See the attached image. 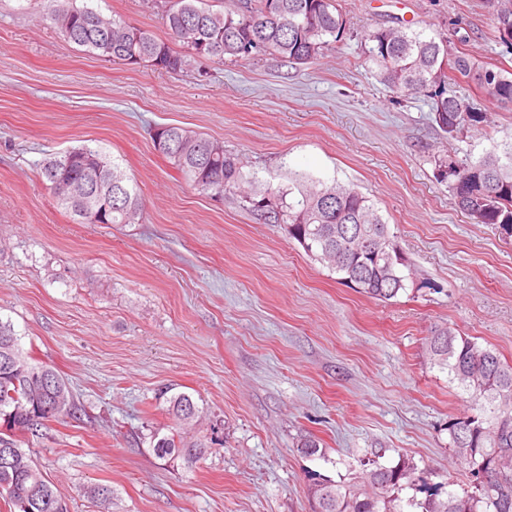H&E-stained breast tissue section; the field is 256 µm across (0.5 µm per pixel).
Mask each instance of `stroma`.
<instances>
[{
	"label": "stroma",
	"instance_id": "stroma-1",
	"mask_svg": "<svg viewBox=\"0 0 512 512\" xmlns=\"http://www.w3.org/2000/svg\"><path fill=\"white\" fill-rule=\"evenodd\" d=\"M162 0H77L162 38ZM352 35L316 64L266 55L177 73L106 61L38 23V0H0V318L23 349L69 382L76 416L32 445L69 512H310L308 476L343 480L385 449L432 481L462 484L448 422L469 405L424 347L441 328L512 364V239L469 223L434 158L477 157L512 140V111L459 92L489 123L445 140L426 98L390 93L360 40L410 22L462 51L512 67L484 0H342ZM179 125L223 141L245 171L277 186L292 171L372 200L418 280L383 302L338 283L282 225L235 196L186 184L152 140ZM88 145L137 183V224H78L39 167ZM190 394L194 433L216 439L196 467L156 458L149 434L174 419L161 390ZM324 458L302 454L306 437Z\"/></svg>",
	"mask_w": 512,
	"mask_h": 512
}]
</instances>
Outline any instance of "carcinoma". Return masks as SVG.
I'll use <instances>...</instances> for the list:
<instances>
[{"label": "carcinoma", "instance_id": "cac0c4a2", "mask_svg": "<svg viewBox=\"0 0 512 512\" xmlns=\"http://www.w3.org/2000/svg\"><path fill=\"white\" fill-rule=\"evenodd\" d=\"M203 0H164L162 21L167 40L120 19L108 18L76 0H42L39 22L56 28L64 40L106 61L182 71L194 62L251 60L269 54L286 63L313 62L326 46L351 31L338 0H222L219 9ZM498 44L512 53V0H485ZM448 35H428L409 23L384 26L364 39V63L380 82L400 97H426L433 121L451 139L482 128L487 113L478 112L455 86L467 79L481 98L512 109V69L449 51ZM179 44L187 53L171 45ZM161 153L183 179L207 195L233 193L246 210L267 224L288 225L289 238L307 255L335 272L353 278L366 296L389 301L415 286L394 255L398 243L368 198L338 181L326 182L292 173L288 185L274 187L246 173L238 159L223 151L204 153L213 139L177 125L164 126ZM99 171L102 194H112L111 224H137L141 194L124 170L108 162L101 150L71 148L44 160L40 174L55 186L57 205L78 224H92L89 207L67 190L82 178L87 162ZM438 171L458 208L472 224H491L512 237V142L478 157L448 153ZM347 226V237L336 225ZM379 239L382 256L365 255L356 233ZM431 364L448 372V382L471 404V414L448 422L449 444L466 465L469 483L443 490L429 482L413 457L401 454L391 465L369 459L359 475L333 482L310 474L313 512H512V365L499 353L468 336L434 330L426 338ZM176 419L163 433L150 432L158 459L194 467L210 446L195 437L200 410L186 393L161 392ZM76 408L65 379L36 362L20 344L11 321L0 319V500L6 512H67L54 485L34 460L30 443L51 420Z\"/></svg>", "mask_w": 512, "mask_h": 512}]
</instances>
